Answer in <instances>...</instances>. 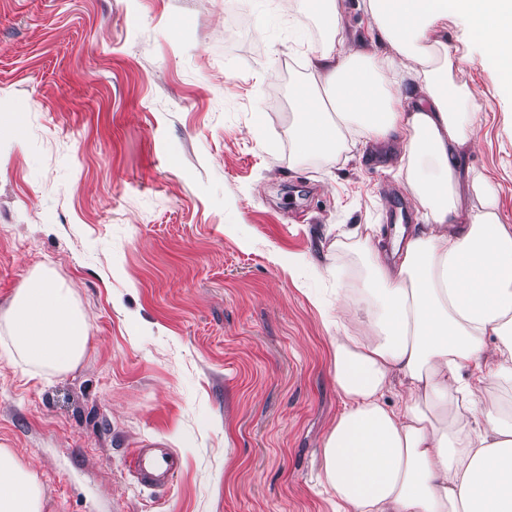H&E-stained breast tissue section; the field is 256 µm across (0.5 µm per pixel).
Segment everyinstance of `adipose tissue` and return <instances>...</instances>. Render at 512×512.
<instances>
[{"label": "adipose tissue", "mask_w": 512, "mask_h": 512, "mask_svg": "<svg viewBox=\"0 0 512 512\" xmlns=\"http://www.w3.org/2000/svg\"><path fill=\"white\" fill-rule=\"evenodd\" d=\"M333 30L309 58L336 109L302 93L294 127L299 154L335 151L340 140L403 151L407 191L426 221L392 242L366 237L354 255L360 286H335L313 273L303 292L328 322L342 410L323 443L322 473L333 512H512V394L482 404L512 382V225L501 223L489 186L473 179L481 208L462 211L456 166L480 121L470 88L444 82L467 63L465 50L436 57L441 35L466 14L503 86L512 89V0H359L370 31L388 38L419 68L354 48L337 10L305 0ZM242 23L256 20L276 38L304 33L280 0H239ZM395 71L396 92L379 71ZM354 295V306L345 303ZM496 337L489 352L488 337ZM90 325L73 289L50 269L32 273L0 309V358L28 376L68 375L83 362ZM396 393L388 403L387 393ZM36 474L0 448V512H44Z\"/></svg>", "instance_id": "ef3b65f1"}]
</instances>
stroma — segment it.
Segmentation results:
<instances>
[{"label": "stroma", "mask_w": 512, "mask_h": 512, "mask_svg": "<svg viewBox=\"0 0 512 512\" xmlns=\"http://www.w3.org/2000/svg\"><path fill=\"white\" fill-rule=\"evenodd\" d=\"M237 0H0V307L50 268L93 341L50 381L0 361V447L42 483L45 512H332L319 482L342 408L328 324L302 291L346 260L336 225L412 223L397 160L345 142L294 147L313 42L234 32ZM459 15L452 83L484 119L459 168L487 177L512 225V90ZM156 444L182 468L140 486ZM181 466L179 455L170 448H138L129 468L139 485L147 488L170 486Z\"/></svg>", "instance_id": "1"}]
</instances>
